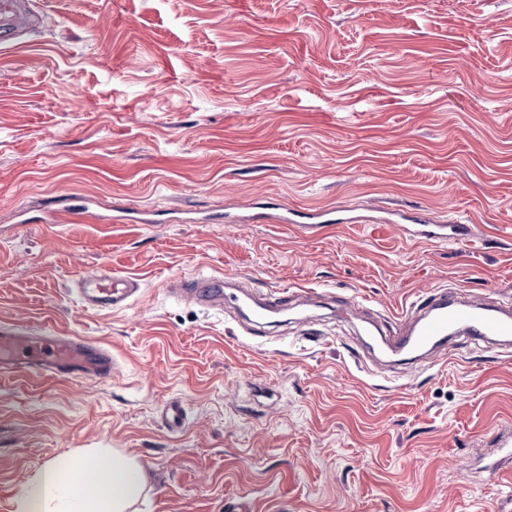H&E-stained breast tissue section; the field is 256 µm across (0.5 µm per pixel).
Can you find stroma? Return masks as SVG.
I'll list each match as a JSON object with an SVG mask.
<instances>
[{
    "mask_svg": "<svg viewBox=\"0 0 512 512\" xmlns=\"http://www.w3.org/2000/svg\"><path fill=\"white\" fill-rule=\"evenodd\" d=\"M38 10L0 48V326L101 343L117 371L0 373V512L54 457L97 448L144 468L143 512H512V481L479 471L512 433V352L461 338L448 361L391 364L331 308L356 296L386 323L438 287L512 297V0ZM71 194L80 218L40 223ZM119 201L154 223H96ZM339 204L362 222L245 221ZM382 208L480 240L414 242ZM104 265L141 280L128 308L72 290ZM217 272L324 303L251 334L169 291ZM171 399L179 432L159 420Z\"/></svg>",
    "mask_w": 512,
    "mask_h": 512,
    "instance_id": "35a3bbf8",
    "label": "stroma"
}]
</instances>
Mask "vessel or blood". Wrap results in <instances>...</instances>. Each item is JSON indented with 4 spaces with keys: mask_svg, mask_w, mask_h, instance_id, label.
I'll return each instance as SVG.
<instances>
[{
    "mask_svg": "<svg viewBox=\"0 0 512 512\" xmlns=\"http://www.w3.org/2000/svg\"><path fill=\"white\" fill-rule=\"evenodd\" d=\"M33 23L21 0H0V44L23 40ZM395 215L399 223L414 225L413 236L420 241L470 242L475 238L468 224H444L425 214L400 209ZM252 220L302 224L316 230L320 225L336 223L337 217L332 209L318 213L293 210L279 216L260 212L253 214ZM75 286L83 306L92 311L125 309L141 291L136 279L114 273L107 266L77 277ZM174 292L180 299L212 309L223 308L229 300L224 279L218 275L180 281ZM462 335L476 345L512 338V301L504 304L458 289H434L414 303L409 315L398 320L386 345L392 354L421 351L436 362L447 358L455 338ZM0 368L107 380L115 374L117 364L108 349L85 339L58 336L44 328L0 327Z\"/></svg>",
    "mask_w": 512,
    "mask_h": 512,
    "instance_id": "vessel-or-blood-1",
    "label": "vessel or blood"
}]
</instances>
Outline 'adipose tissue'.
I'll list each match as a JSON object with an SVG mask.
<instances>
[{"label": "adipose tissue", "instance_id": "adipose-tissue-1", "mask_svg": "<svg viewBox=\"0 0 512 512\" xmlns=\"http://www.w3.org/2000/svg\"><path fill=\"white\" fill-rule=\"evenodd\" d=\"M146 486L142 467L122 452L62 454L23 486L14 512H129Z\"/></svg>", "mask_w": 512, "mask_h": 512}]
</instances>
